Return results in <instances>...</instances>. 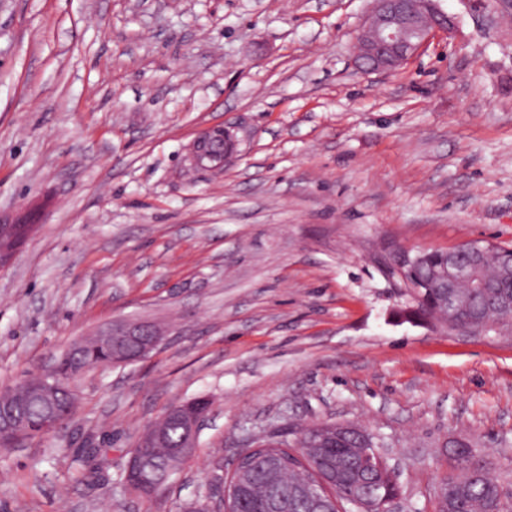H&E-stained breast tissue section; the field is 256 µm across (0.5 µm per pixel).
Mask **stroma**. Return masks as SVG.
I'll use <instances>...</instances> for the list:
<instances>
[{
  "label": "stroma",
  "instance_id": "35a3bbf8",
  "mask_svg": "<svg viewBox=\"0 0 512 512\" xmlns=\"http://www.w3.org/2000/svg\"><path fill=\"white\" fill-rule=\"evenodd\" d=\"M439 4L451 34L366 74L372 0H0V215L29 225L0 261V391L112 322L164 334L0 447V512H183L216 457L324 422L372 435L388 512H434L458 440L512 506V332L403 319L392 272L405 250L512 248V12ZM215 125L249 139L192 169ZM198 398L195 454L164 492L127 490L138 435Z\"/></svg>",
  "mask_w": 512,
  "mask_h": 512
}]
</instances>
